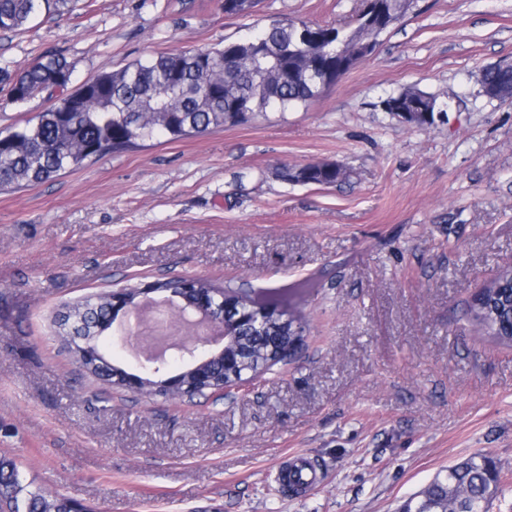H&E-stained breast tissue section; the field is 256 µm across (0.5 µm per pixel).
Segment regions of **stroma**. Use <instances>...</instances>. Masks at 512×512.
I'll return each mask as SVG.
<instances>
[{
  "instance_id": "stroma-1",
  "label": "stroma",
  "mask_w": 512,
  "mask_h": 512,
  "mask_svg": "<svg viewBox=\"0 0 512 512\" xmlns=\"http://www.w3.org/2000/svg\"><path fill=\"white\" fill-rule=\"evenodd\" d=\"M362 0H67L0 32V69L41 57L69 90L275 19L355 18ZM512 0H418L375 54L308 104L108 153L0 193V454L90 512H401L444 467L489 454L512 512V347L468 306L512 263ZM415 87L448 108L410 125L382 102ZM335 164L333 185L283 168ZM193 277L304 327L247 391L171 400L86 374L58 336L67 303ZM299 454L323 479L283 490Z\"/></svg>"
}]
</instances>
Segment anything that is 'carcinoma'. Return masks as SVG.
Returning <instances> with one entry per match:
<instances>
[{"instance_id":"cac0c4a2","label":"carcinoma","mask_w":512,"mask_h":512,"mask_svg":"<svg viewBox=\"0 0 512 512\" xmlns=\"http://www.w3.org/2000/svg\"><path fill=\"white\" fill-rule=\"evenodd\" d=\"M386 14L396 23L409 11L408 0H384ZM39 8V0H0V32H19ZM292 20H278L259 32L222 48L202 53H166L138 60L125 68L102 72L5 134L0 132V188L29 187L66 171L76 170L92 158L139 142L166 137L177 140L225 125H236L267 111L285 112L318 97L323 87L310 74L341 69L356 46L373 35L365 28H321L327 39L311 60L283 58L278 47L295 32ZM71 76L67 61L59 57L37 60L22 71L0 77L8 86L7 101L24 103L40 94L64 90ZM482 82L492 86L512 83V65L488 70ZM208 84L211 93L200 95ZM303 183L334 185L336 169L328 165L302 168ZM101 297L66 305L56 322L66 332L76 330L100 350L104 331L97 317L111 309ZM473 320L495 340L512 344V269L481 289L469 305ZM244 370L265 362L262 347L279 338L286 345L302 340L296 320L284 326L271 316L257 330L242 332ZM499 492L494 460L473 455L439 471L431 483L406 502L402 512H438L455 497L461 512H489ZM0 512H89L60 493L46 494L23 479L13 458L0 456Z\"/></svg>"}]
</instances>
